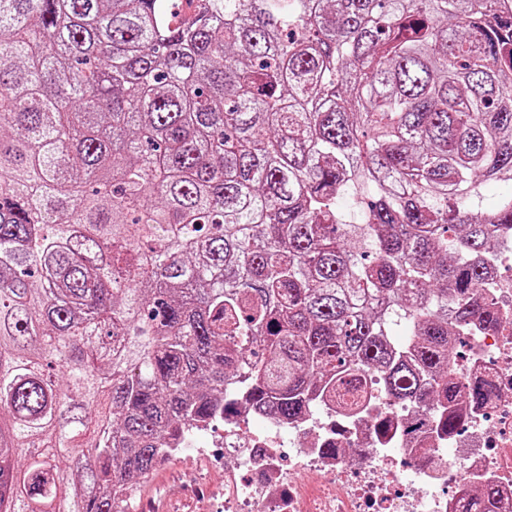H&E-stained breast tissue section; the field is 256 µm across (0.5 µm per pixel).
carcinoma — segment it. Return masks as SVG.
<instances>
[{
  "mask_svg": "<svg viewBox=\"0 0 512 512\" xmlns=\"http://www.w3.org/2000/svg\"><path fill=\"white\" fill-rule=\"evenodd\" d=\"M179 2L0 0V512H128L240 399L355 414L380 383L451 437L494 396L448 366L497 321L512 9ZM511 192L512 185L499 181H490L482 189V197L478 202L479 207L484 210L495 208Z\"/></svg>",
  "mask_w": 512,
  "mask_h": 512,
  "instance_id": "obj_1",
  "label": "carcinoma"
}]
</instances>
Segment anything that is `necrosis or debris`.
I'll list each match as a JSON object with an SVG mask.
<instances>
[{"label":"necrosis or debris","instance_id":"4bbe7bcc","mask_svg":"<svg viewBox=\"0 0 512 512\" xmlns=\"http://www.w3.org/2000/svg\"><path fill=\"white\" fill-rule=\"evenodd\" d=\"M491 264L500 322L451 370L462 384L489 369L497 392L461 433L438 437L431 409L377 391L355 419L329 402L291 422L243 404L224 419V512H452L480 483L497 489L495 512H512V250ZM378 415L388 434L375 433ZM412 418L413 445L402 433Z\"/></svg>","mask_w":512,"mask_h":512}]
</instances>
